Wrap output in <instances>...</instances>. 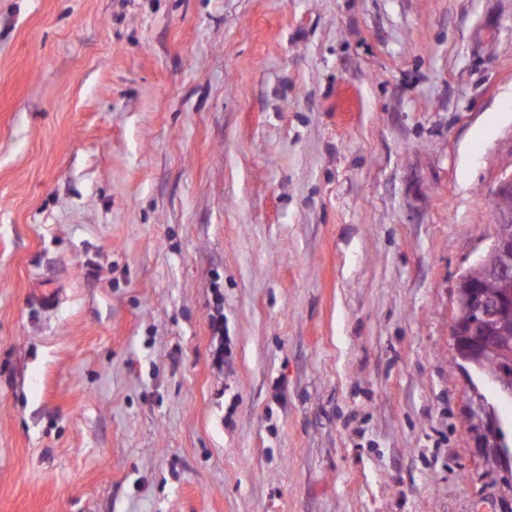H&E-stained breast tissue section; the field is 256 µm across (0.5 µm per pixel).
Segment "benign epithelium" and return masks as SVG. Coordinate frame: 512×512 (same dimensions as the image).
<instances>
[{"instance_id": "obj_1", "label": "benign epithelium", "mask_w": 512, "mask_h": 512, "mask_svg": "<svg viewBox=\"0 0 512 512\" xmlns=\"http://www.w3.org/2000/svg\"><path fill=\"white\" fill-rule=\"evenodd\" d=\"M496 276L502 293L493 302L483 295V274ZM458 315L452 323L457 355L475 365L512 396V340L493 335L488 321L512 314V224H499L486 255L459 279Z\"/></svg>"}]
</instances>
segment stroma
Instances as JSON below:
<instances>
[{
	"label": "stroma",
	"mask_w": 512,
	"mask_h": 512,
	"mask_svg": "<svg viewBox=\"0 0 512 512\" xmlns=\"http://www.w3.org/2000/svg\"><path fill=\"white\" fill-rule=\"evenodd\" d=\"M511 176L512 0H0V512H512ZM495 209L496 225L499 204ZM484 273L495 275L503 288L499 298L488 304L482 291ZM457 288L459 313L452 323L457 355L512 396V342L505 336H488L497 333L489 326V320L512 314V224L495 227L486 255L461 276ZM491 360L496 362L492 368ZM213 312L210 317V327L214 336L218 337V344L213 352V359L216 364H224V355L230 354V347L224 344V312L220 297H216Z\"/></svg>",
	"instance_id": "1"
}]
</instances>
